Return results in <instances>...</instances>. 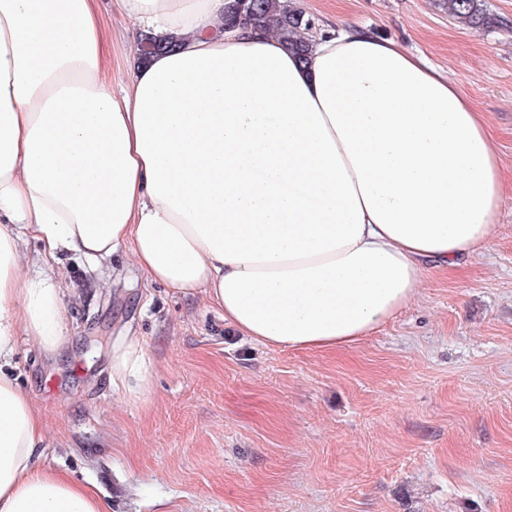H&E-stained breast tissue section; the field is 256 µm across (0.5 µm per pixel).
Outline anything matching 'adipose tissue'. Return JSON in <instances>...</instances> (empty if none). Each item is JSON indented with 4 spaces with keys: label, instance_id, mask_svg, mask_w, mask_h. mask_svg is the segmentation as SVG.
I'll use <instances>...</instances> for the list:
<instances>
[{
    "label": "adipose tissue",
    "instance_id": "ef3b65f1",
    "mask_svg": "<svg viewBox=\"0 0 512 512\" xmlns=\"http://www.w3.org/2000/svg\"><path fill=\"white\" fill-rule=\"evenodd\" d=\"M177 51L112 69L97 0H0V359L65 340L62 290L23 265L127 253L150 282L204 294L270 348L354 346L416 295L425 267L487 245L503 204L487 123L456 83L358 27L312 30L300 64L226 0H111ZM113 388L152 392L140 337ZM44 424L0 368V512H106L37 468Z\"/></svg>",
    "mask_w": 512,
    "mask_h": 512
}]
</instances>
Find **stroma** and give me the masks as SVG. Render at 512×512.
<instances>
[{"instance_id":"stroma-1","label":"stroma","mask_w":512,"mask_h":512,"mask_svg":"<svg viewBox=\"0 0 512 512\" xmlns=\"http://www.w3.org/2000/svg\"><path fill=\"white\" fill-rule=\"evenodd\" d=\"M487 2L499 24L476 32L442 0H293L423 57L484 115L504 180L489 244L336 350L259 345L124 254L94 272L66 257L63 346L18 337L10 365L44 419L37 467L108 512H512V0ZM128 332L153 365L143 405L108 376Z\"/></svg>"}]
</instances>
